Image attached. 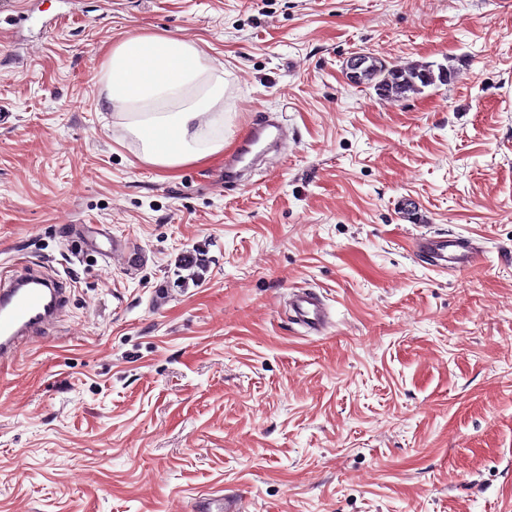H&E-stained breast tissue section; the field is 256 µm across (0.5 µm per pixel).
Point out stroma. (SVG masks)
I'll return each mask as SVG.
<instances>
[{
	"instance_id": "35a3bbf8",
	"label": "stroma",
	"mask_w": 512,
	"mask_h": 512,
	"mask_svg": "<svg viewBox=\"0 0 512 512\" xmlns=\"http://www.w3.org/2000/svg\"><path fill=\"white\" fill-rule=\"evenodd\" d=\"M134 33L218 68L225 153L287 125L246 184L141 160L100 102ZM356 53L454 77L385 98L347 80ZM0 105V265L72 288L0 368V512H193L216 489L241 512H512V0H12ZM77 224L128 248L78 251ZM422 231L483 265L437 274ZM296 288L327 333L294 323ZM290 310L297 324L307 332L320 334L330 324V312L316 292L309 289L294 291L291 296Z\"/></svg>"
}]
</instances>
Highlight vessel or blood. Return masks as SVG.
Returning a JSON list of instances; mask_svg holds the SVG:
<instances>
[{
    "instance_id": "vessel-or-blood-1",
    "label": "vessel or blood",
    "mask_w": 512,
    "mask_h": 512,
    "mask_svg": "<svg viewBox=\"0 0 512 512\" xmlns=\"http://www.w3.org/2000/svg\"><path fill=\"white\" fill-rule=\"evenodd\" d=\"M279 137L277 126L255 124L250 139L225 163V174H234L248 156ZM81 237L87 247L103 254L123 249L121 241L113 239L102 226L82 228ZM413 248L417 256L438 272L470 271L484 260L483 251L460 236L423 232L414 238ZM67 293V284L61 278L28 264L0 271V364L20 356L35 337L57 321L66 305ZM290 309L297 324L306 331L319 334L330 324L327 305L312 290L294 292Z\"/></svg>"
}]
</instances>
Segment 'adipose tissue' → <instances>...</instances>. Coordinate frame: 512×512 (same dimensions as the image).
<instances>
[{
	"label": "adipose tissue",
	"instance_id": "ef3b65f1",
	"mask_svg": "<svg viewBox=\"0 0 512 512\" xmlns=\"http://www.w3.org/2000/svg\"><path fill=\"white\" fill-rule=\"evenodd\" d=\"M103 68L102 105L125 116L143 161L174 172L223 155V142H202L199 119L223 100L224 79L194 43L134 34L113 45Z\"/></svg>",
	"mask_w": 512,
	"mask_h": 512
}]
</instances>
